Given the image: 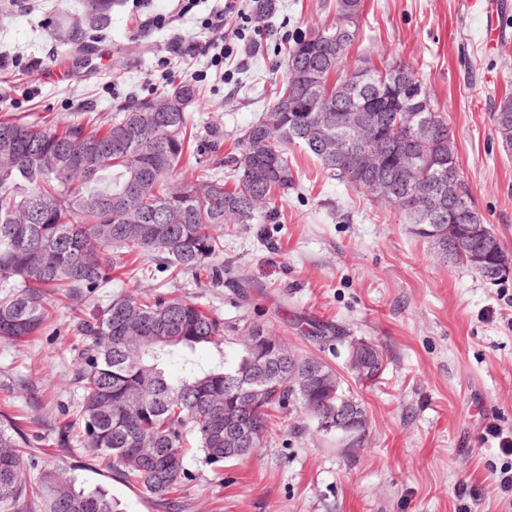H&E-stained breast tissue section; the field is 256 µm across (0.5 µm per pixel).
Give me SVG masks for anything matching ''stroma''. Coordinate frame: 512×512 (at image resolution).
Masks as SVG:
<instances>
[{
    "label": "stroma",
    "mask_w": 512,
    "mask_h": 512,
    "mask_svg": "<svg viewBox=\"0 0 512 512\" xmlns=\"http://www.w3.org/2000/svg\"><path fill=\"white\" fill-rule=\"evenodd\" d=\"M485 0H365L360 35L349 57L402 59L418 71L451 124L459 171L485 224L512 255V156L498 146L491 112L512 89V19L501 20L502 45H486ZM255 37L257 53L201 49L202 26L222 0H191L173 23V0H119L112 23L89 35V51L62 45L57 28L80 13V0H0V116L62 123L99 122L129 98L153 97L186 79L206 90L195 110L197 137L218 112L224 149L272 102L285 77L286 39L328 25L326 0H275ZM70 64L63 82L45 69ZM299 179L276 200L271 224H234L224 233L225 266L251 285L238 302L229 288L171 279L154 257H133L84 303L56 300L55 321L20 343H0V412L25 424L34 443L28 480L62 470L78 487L106 489L123 512H165L163 502L127 485L100 464L78 437L82 391L74 379L87 342L77 323L107 307L113 295L173 291L226 320L245 316L314 354L358 395L367 410L363 447L339 446L302 414L276 421L251 457L214 468L199 454L173 499L188 512H512L505 462L488 427L512 434V275L492 284L470 268L439 258L400 215L365 191L328 178L303 148L289 150ZM310 316L380 345L385 370L358 383L338 345L317 346L297 334L294 317ZM68 427L69 445H58Z\"/></svg>",
    "instance_id": "1"
}]
</instances>
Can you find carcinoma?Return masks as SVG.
Listing matches in <instances>:
<instances>
[{
    "mask_svg": "<svg viewBox=\"0 0 512 512\" xmlns=\"http://www.w3.org/2000/svg\"><path fill=\"white\" fill-rule=\"evenodd\" d=\"M365 0H335V25L346 11L357 17L342 42L326 26L285 48L286 76L268 110L222 153L220 117L206 122L208 139L192 146L188 109L201 101L196 85L173 82L151 99H131L112 118L89 128L75 119L62 126L38 119H0V342H23L49 321L54 296L80 302L112 281L129 255L159 259L171 277L207 269L206 286L224 281L226 217L266 224L273 204L293 189L297 175L288 146L315 156L330 176L366 190L399 211L411 231L452 263L469 266L473 241L441 242L429 230L434 206L429 186L448 182L458 158L455 133L435 107L411 65L379 66L362 56L345 71L359 36ZM85 22L60 35L83 44L85 30L111 19L112 0H82ZM427 101L418 109L414 103ZM498 146L512 153V92L491 112ZM351 149L341 159L344 149ZM380 156L371 165L366 155ZM195 159L193 179L179 178ZM422 174L412 187L407 168ZM497 242L476 273L496 282L502 267ZM301 333L317 344L346 347L356 380L370 385L384 368L376 344L356 346L345 332L300 319ZM89 343L76 380L83 390L80 438L95 458L131 486L163 498L188 479L190 451L209 465L250 455L269 433L274 412L299 409L317 422L336 419L351 397L338 374L314 355H300L261 323L226 322L184 296L139 291L112 297L102 315L82 325ZM250 337L237 359L212 366L192 355L219 345L225 333ZM296 358L289 365L280 356ZM242 437L236 445L228 433ZM22 425L0 418V504L28 512H119L104 490L76 488L62 471L25 476Z\"/></svg>",
    "mask_w": 512,
    "mask_h": 512,
    "instance_id": "obj_1",
    "label": "carcinoma"
}]
</instances>
